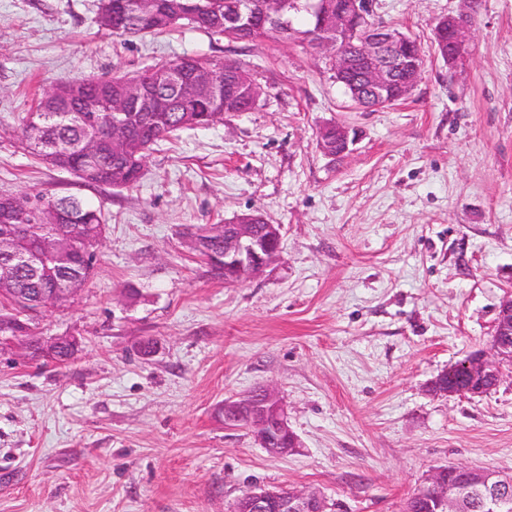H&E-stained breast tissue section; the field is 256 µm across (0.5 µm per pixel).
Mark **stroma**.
Returning <instances> with one entry per match:
<instances>
[{"label": "stroma", "mask_w": 512, "mask_h": 512, "mask_svg": "<svg viewBox=\"0 0 512 512\" xmlns=\"http://www.w3.org/2000/svg\"><path fill=\"white\" fill-rule=\"evenodd\" d=\"M466 8L373 0L423 67L404 100L364 110L292 40L117 37L97 0H0V194L73 195L107 219L93 278L35 318L79 339L73 357L0 345V512H231L253 485L402 512L436 468L512 472V368L483 396L428 390L488 348L512 286V0H479L451 66L433 27ZM186 55L244 63L258 105L161 141L123 190L26 148L46 86ZM330 123L352 138L336 157L319 145ZM253 211L281 225V257L230 285L187 230ZM268 384L298 438L286 456L219 414Z\"/></svg>", "instance_id": "stroma-1"}]
</instances>
